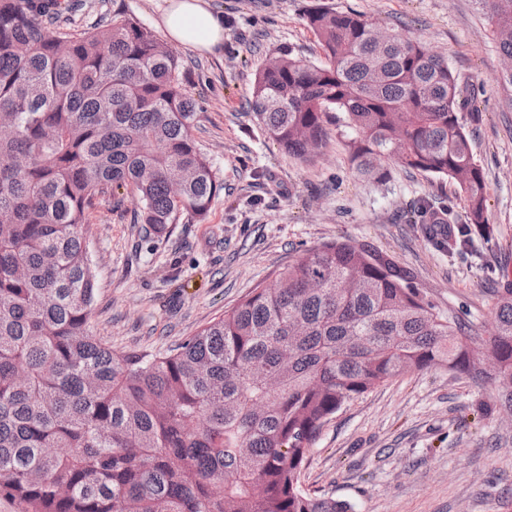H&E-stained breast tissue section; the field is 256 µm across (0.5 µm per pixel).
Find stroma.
I'll return each mask as SVG.
<instances>
[{
  "mask_svg": "<svg viewBox=\"0 0 512 512\" xmlns=\"http://www.w3.org/2000/svg\"><path fill=\"white\" fill-rule=\"evenodd\" d=\"M224 41L208 55L177 52L198 105L195 137L219 182L205 220L182 216L145 235L125 195L89 216L96 297L90 332L114 353H162L222 317L289 261L324 242L349 240L389 256L438 311L487 338L495 304L512 288V106L499 82L503 57L475 0H209ZM318 5L364 15L447 58L481 106L469 117L487 186L490 238L446 248L408 223L422 202L464 200L449 180L393 167L386 186L360 178L343 124L302 162L274 145L248 107L258 70L285 52L320 62L307 25ZM497 382L444 367L409 370L346 402L307 455L310 493L350 501L355 512H512V418L483 414Z\"/></svg>",
  "mask_w": 512,
  "mask_h": 512,
  "instance_id": "35a3bbf8",
  "label": "stroma"
}]
</instances>
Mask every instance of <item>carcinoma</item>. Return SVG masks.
<instances>
[{"label":"carcinoma","instance_id":"obj_1","mask_svg":"<svg viewBox=\"0 0 512 512\" xmlns=\"http://www.w3.org/2000/svg\"><path fill=\"white\" fill-rule=\"evenodd\" d=\"M512 59V0H477ZM65 0H0V494L21 512H354L301 473L342 405L408 369L475 374L471 333L435 311L383 254L308 250L224 316L162 354L116 355L89 334L88 217L132 194L163 234L206 218L221 188L194 130L178 53L121 4L87 27ZM308 24L324 60L282 54L250 106L308 160L340 114L356 173L448 178L466 201L441 223L485 231L486 184L462 112H479L442 56L353 12ZM312 280L322 288L310 291ZM485 346L512 410V288Z\"/></svg>","mask_w":512,"mask_h":512}]
</instances>
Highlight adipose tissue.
I'll use <instances>...</instances> for the list:
<instances>
[{
    "mask_svg": "<svg viewBox=\"0 0 512 512\" xmlns=\"http://www.w3.org/2000/svg\"><path fill=\"white\" fill-rule=\"evenodd\" d=\"M160 28L173 45L205 55L224 41V18L209 0H164Z\"/></svg>",
    "mask_w": 512,
    "mask_h": 512,
    "instance_id": "obj_1",
    "label": "adipose tissue"
}]
</instances>
